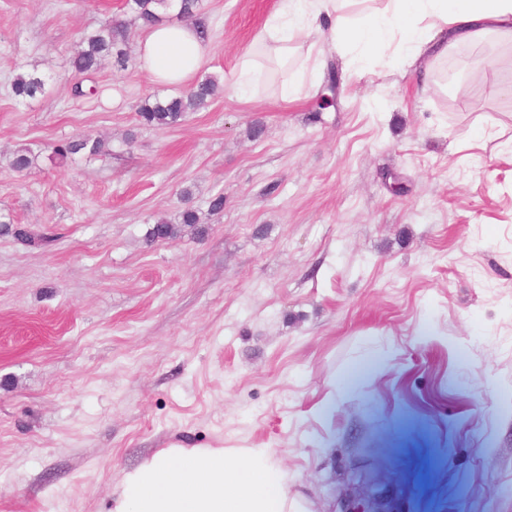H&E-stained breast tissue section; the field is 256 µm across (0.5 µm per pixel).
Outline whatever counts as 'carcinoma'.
Returning <instances> with one entry per match:
<instances>
[{
	"instance_id": "carcinoma-1",
	"label": "carcinoma",
	"mask_w": 512,
	"mask_h": 512,
	"mask_svg": "<svg viewBox=\"0 0 512 512\" xmlns=\"http://www.w3.org/2000/svg\"><path fill=\"white\" fill-rule=\"evenodd\" d=\"M171 6L170 0H125L127 12L142 27H149L159 19V11ZM176 18L192 22L202 40L208 39V23L203 12L202 0H180ZM109 60L113 68L124 70L130 61L128 27L124 21H114L91 32L82 34L79 49L73 58L75 73L91 75L96 73L103 62ZM218 83L211 76L198 82L186 95L157 99L140 106L137 115L140 123L156 129L173 128L182 123L189 112L204 106L215 95ZM45 91L43 78L30 73H19L11 83L13 97L20 101H31ZM107 149L105 141L83 135L76 139L60 140L52 145V158L65 162L77 154L96 157ZM35 159L28 147H20L11 156L9 167L21 174L29 169ZM199 217L192 209L184 210L176 223L165 217L158 218L149 231L150 240L175 239L181 234V226L199 233ZM0 235H10L28 243L32 241L30 231L13 222V219L0 216Z\"/></svg>"
}]
</instances>
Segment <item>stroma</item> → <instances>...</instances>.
I'll return each instance as SVG.
<instances>
[{
    "mask_svg": "<svg viewBox=\"0 0 512 512\" xmlns=\"http://www.w3.org/2000/svg\"><path fill=\"white\" fill-rule=\"evenodd\" d=\"M123 3L0 0V214L38 236L0 237V512H109L173 447L274 449L295 512H512V42L455 47L424 90L324 41L292 69L334 67V106L242 100L279 0H203L220 90L154 129L137 108L190 87L140 59L73 92ZM79 135L109 154L53 164ZM188 208L204 236L148 242ZM45 91V81L40 76L30 73H19L11 83L13 97L20 101H31Z\"/></svg>",
    "mask_w": 512,
    "mask_h": 512,
    "instance_id": "stroma-1",
    "label": "stroma"
}]
</instances>
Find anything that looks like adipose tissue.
I'll return each mask as SVG.
<instances>
[{
  "label": "adipose tissue",
  "mask_w": 512,
  "mask_h": 512,
  "mask_svg": "<svg viewBox=\"0 0 512 512\" xmlns=\"http://www.w3.org/2000/svg\"><path fill=\"white\" fill-rule=\"evenodd\" d=\"M329 36L361 54L425 59L416 74L428 85L450 49L493 36L512 41V0H284L258 39L240 55L232 81L252 97L260 83L281 98L298 76L270 77L294 46ZM137 53L153 79L178 85L202 67L208 49L195 30L163 20L146 28ZM269 448H166L126 474L111 512H288L285 476Z\"/></svg>",
  "instance_id": "ef3b65f1"
}]
</instances>
